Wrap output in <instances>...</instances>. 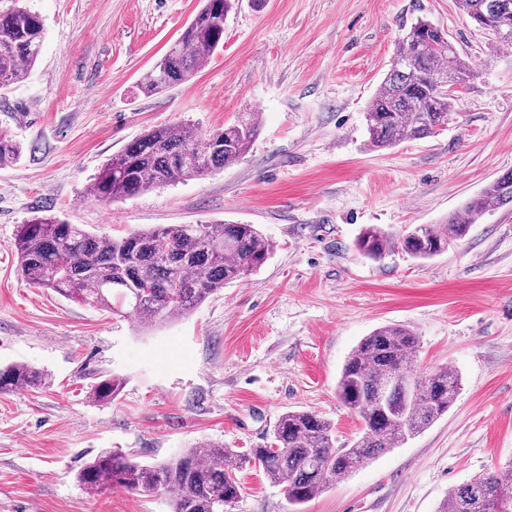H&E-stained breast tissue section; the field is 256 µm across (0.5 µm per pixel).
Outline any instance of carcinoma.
Wrapping results in <instances>:
<instances>
[{"instance_id":"carcinoma-1","label":"carcinoma","mask_w":512,"mask_h":512,"mask_svg":"<svg viewBox=\"0 0 512 512\" xmlns=\"http://www.w3.org/2000/svg\"><path fill=\"white\" fill-rule=\"evenodd\" d=\"M496 43L512 45V0H456ZM235 0H204L181 35L149 70L140 91L152 95L189 80L224 44V20ZM44 40L40 16L26 0H0V88L24 79ZM472 73L448 34L419 19L398 39L390 69L366 108L367 146L391 148L404 139L435 137L455 109L454 86ZM260 127L253 113L237 123L197 134L182 123L145 131L112 156L91 184V196L114 202L173 185L238 162ZM20 144L0 130V166L17 161ZM512 204V171L487 184L440 224H421L399 238L371 224L356 238L357 251L380 261L392 247L427 260L461 240L492 208ZM18 273L27 283L74 301L118 308L152 326L186 316L224 285L260 270L274 245L254 224H169L122 237L95 236L78 224L35 216L18 227ZM417 337L401 325H385L363 337L340 372L336 394L362 420L364 433L348 448L336 447L330 422L308 410L286 411L273 443L244 451L201 442L156 464L120 451L98 454L76 474L83 489L99 495L124 488L149 496L163 492L171 512H232L242 497L237 473L246 465L281 488L289 505H303L349 477L363 463L403 445L448 412L461 390L458 373L440 367L414 376L408 366ZM42 371L25 364L0 367V393L36 388ZM123 381L111 376L92 388L110 403ZM439 512H512V463L501 472L476 475L448 491Z\"/></svg>"}]
</instances>
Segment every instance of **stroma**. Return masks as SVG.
<instances>
[{
	"instance_id": "obj_1",
	"label": "stroma",
	"mask_w": 512,
	"mask_h": 512,
	"mask_svg": "<svg viewBox=\"0 0 512 512\" xmlns=\"http://www.w3.org/2000/svg\"><path fill=\"white\" fill-rule=\"evenodd\" d=\"M45 27L26 78L0 90V128L21 144L0 166V365L48 376L0 393V512H170L167 496L88 494L77 471L118 449L143 463L201 441H273L279 416L315 412L337 444L362 434L336 397L343 363L374 329L398 324L418 347L413 374L461 377L448 413L302 505V512H437L452 486L512 463V205L471 225L448 252L417 261L361 256L360 230L436 224L512 171V48L456 0H240L224 47L189 81L138 85L202 0H29ZM447 32L472 75L439 136L373 151L365 112L404 28ZM258 113L250 151L223 169L103 205L102 165L145 130L198 131ZM52 214L99 235L168 224H254L273 242L261 270L190 314L147 328L133 315L67 300L21 279L20 224ZM121 377L109 404L99 377ZM234 512H290L262 472L238 474Z\"/></svg>"
}]
</instances>
